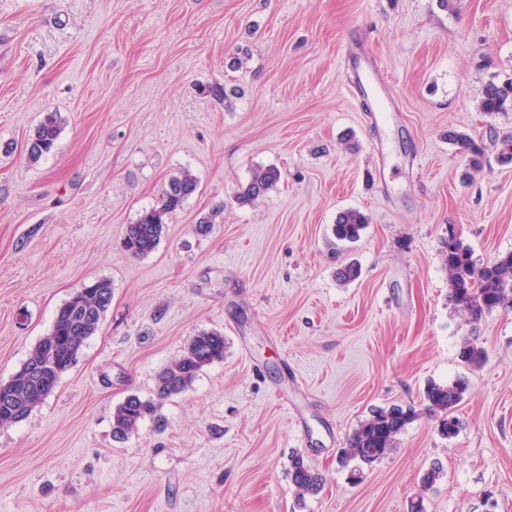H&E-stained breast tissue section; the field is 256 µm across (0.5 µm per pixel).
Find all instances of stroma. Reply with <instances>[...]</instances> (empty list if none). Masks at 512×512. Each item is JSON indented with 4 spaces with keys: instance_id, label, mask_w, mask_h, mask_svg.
<instances>
[{
    "instance_id": "obj_1",
    "label": "stroma",
    "mask_w": 512,
    "mask_h": 512,
    "mask_svg": "<svg viewBox=\"0 0 512 512\" xmlns=\"http://www.w3.org/2000/svg\"><path fill=\"white\" fill-rule=\"evenodd\" d=\"M346 43L368 59L344 62ZM369 61L389 90L361 103L346 85ZM508 77L512 0H0V381L74 289L112 288L54 392L0 426V512H512V310L468 322L442 260L452 230L477 263L512 252L495 142L512 108L479 109ZM50 112L56 147L31 161ZM452 131L484 143L482 170ZM269 166L276 187L238 203ZM185 172L195 194L130 257L127 225ZM346 209L368 221L348 246L332 232ZM203 331L223 359L114 439L115 406L152 396ZM431 381L466 386L454 438L425 411ZM393 404L416 418L350 482L341 448ZM296 454L323 477L301 508Z\"/></svg>"
}]
</instances>
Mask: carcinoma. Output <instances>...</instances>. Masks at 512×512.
I'll list each match as a JSON object with an SVG mask.
<instances>
[{
  "instance_id": "1",
  "label": "carcinoma",
  "mask_w": 512,
  "mask_h": 512,
  "mask_svg": "<svg viewBox=\"0 0 512 512\" xmlns=\"http://www.w3.org/2000/svg\"><path fill=\"white\" fill-rule=\"evenodd\" d=\"M512 107V78L500 83L491 82L483 90L480 109L483 112H504ZM60 134L57 114L49 113L26 142L29 158L37 161L51 153ZM452 139L469 155L473 169L483 168L485 147L470 136L455 133ZM281 172L275 167L254 171L247 186L239 193L242 203L255 201L267 194L279 182ZM197 190V180L189 173L173 177L164 189L159 203L142 212L135 223L126 227L122 247L133 258H142L159 244L169 217L183 207ZM367 225L364 214L347 209L339 212L334 233L340 241L354 243ZM448 271L449 298L469 321L478 322L498 309H512V253L499 257L489 265H477L470 249L458 235L448 239L443 250ZM112 304V288L106 281L86 285L79 294H71L57 310L53 326L34 346L20 370L6 382H0V424H17L25 420L32 409L51 395L61 375L77 362L85 341L94 335ZM460 357L478 368L485 360L484 349L466 341ZM224 358V336L218 332H203L194 337L182 355L163 368L156 378L154 396L144 399L129 394L112 413V434L125 440L138 433L147 419L159 418L163 403L186 392L199 371L206 365ZM465 392L464 384L444 385L432 382L424 390L427 412L437 421L439 433L452 438L460 431L455 411ZM415 417V411L393 405L372 410L369 418L353 430L343 451L345 464H354L352 477L383 459L396 437ZM292 482L297 501L317 493L322 477L304 464L301 457L292 460Z\"/></svg>"
}]
</instances>
